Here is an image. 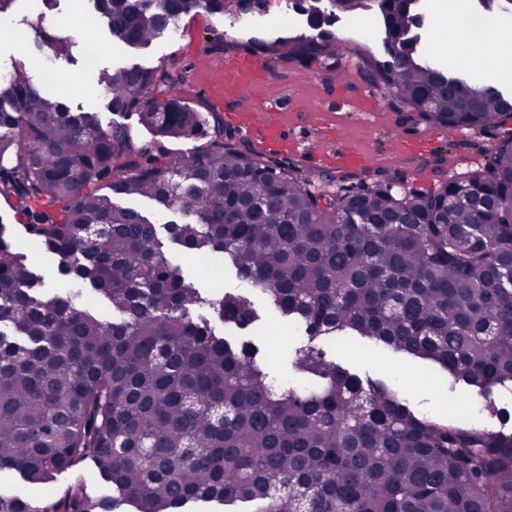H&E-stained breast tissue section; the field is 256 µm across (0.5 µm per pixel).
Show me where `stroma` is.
Here are the masks:
<instances>
[{"label":"stroma","instance_id":"1","mask_svg":"<svg viewBox=\"0 0 512 512\" xmlns=\"http://www.w3.org/2000/svg\"><path fill=\"white\" fill-rule=\"evenodd\" d=\"M428 6L431 19L423 31L427 45L447 43L468 20L487 16L477 0H428ZM62 16L73 20L68 30L74 43L73 57L39 65L35 33H59ZM487 17L499 26H512L510 9L496 10ZM324 29L353 52L384 54L383 25L376 11L337 14ZM309 30L306 16L292 9L291 0H256L246 14H187L174 33L138 48L112 42L107 21L96 11L93 0H61L56 13L45 15L35 0H20L9 24L0 23V68L25 61L40 89L66 98L71 107L97 113L103 123L124 125L136 141L147 142L151 135L139 126L136 115L107 110L105 97L89 79L87 67L173 64L186 76L181 97L201 112L218 113L225 129L253 150L289 168L322 170L338 178L352 175L368 183L383 179L391 182L399 195L427 192L484 166L492 146L490 137L469 129L450 136L440 129L402 124L389 98L380 97V108L370 111L367 98L380 96L379 90L363 83L356 71L278 70L260 49L262 42ZM239 58L256 62L258 73L246 87L224 86L225 62ZM259 107L270 109L272 118L284 125L287 143L264 142L256 127L244 131L251 110ZM343 142L365 156L367 165L351 162L336 166L332 157ZM165 249L201 292L236 283L230 268L187 258L170 242ZM256 308L260 319L247 329V337L265 348L264 364L275 377L292 376L295 351L307 344V336L303 329L289 327L264 300H257ZM322 347L330 359L360 378L396 382L402 396L422 414L465 423L472 417L477 396L463 386H451L446 373L429 362L404 357L358 336H339L323 342Z\"/></svg>","mask_w":512,"mask_h":512}]
</instances>
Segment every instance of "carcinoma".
<instances>
[{"label": "carcinoma", "instance_id": "1", "mask_svg": "<svg viewBox=\"0 0 512 512\" xmlns=\"http://www.w3.org/2000/svg\"><path fill=\"white\" fill-rule=\"evenodd\" d=\"M112 41L147 47L192 10L245 14L254 0H94ZM316 24L336 0H297ZM397 60L358 58L336 38L298 34L261 44L272 59L363 81L406 111L403 121L495 141L487 165L426 193L381 181L283 170L177 94L175 66L93 72L108 108L154 136L103 125L42 93L23 62L0 74V196L58 259L43 287L36 258L0 224V512H185L253 502L258 512H512V432L482 420L443 422L392 385L362 380L323 350L298 351L303 389L279 390L260 348L218 335L200 310L244 329L255 298L310 340L351 331L431 361L483 398L512 387V95L472 83L419 52L420 0H378ZM48 62L68 36L39 32ZM207 139L189 156L162 140ZM145 199L155 215L122 206ZM188 255L221 254L238 285L204 296L172 264L160 231ZM105 299L112 318L80 303ZM89 461L104 483H52Z\"/></svg>", "mask_w": 512, "mask_h": 512}]
</instances>
